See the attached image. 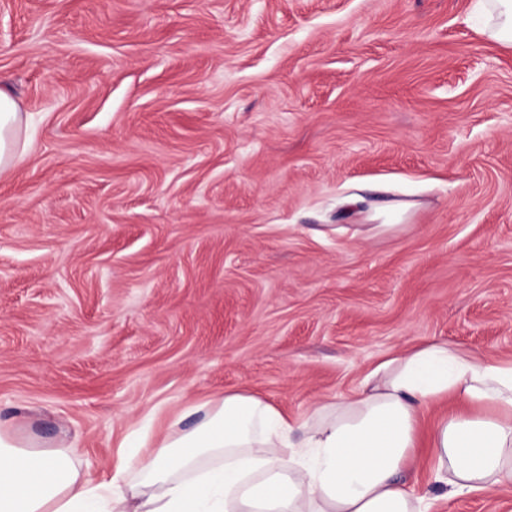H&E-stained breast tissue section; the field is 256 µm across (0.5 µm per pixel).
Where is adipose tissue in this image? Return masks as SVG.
I'll return each mask as SVG.
<instances>
[{"mask_svg":"<svg viewBox=\"0 0 512 512\" xmlns=\"http://www.w3.org/2000/svg\"><path fill=\"white\" fill-rule=\"evenodd\" d=\"M22 109L0 89V171L20 159ZM434 491L402 478L431 406ZM194 425L81 478L65 440L0 426V512H433L512 482V362L426 341L382 362L350 395L289 418L245 392L188 407ZM138 480L127 483L129 472Z\"/></svg>","mask_w":512,"mask_h":512,"instance_id":"adipose-tissue-1","label":"adipose tissue"}]
</instances>
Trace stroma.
<instances>
[{"mask_svg": "<svg viewBox=\"0 0 512 512\" xmlns=\"http://www.w3.org/2000/svg\"><path fill=\"white\" fill-rule=\"evenodd\" d=\"M0 87V418L83 477L419 339L512 360V46L473 0H0ZM24 123L22 109L13 96L0 88V172L20 159L19 135Z\"/></svg>", "mask_w": 512, "mask_h": 512, "instance_id": "35a3bbf8", "label": "stroma"}]
</instances>
